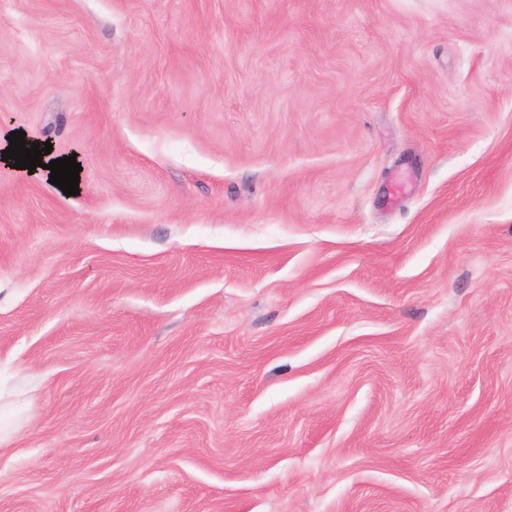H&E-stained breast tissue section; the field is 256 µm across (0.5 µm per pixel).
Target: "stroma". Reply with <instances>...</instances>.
<instances>
[{"label": "stroma", "instance_id": "obj_1", "mask_svg": "<svg viewBox=\"0 0 512 512\" xmlns=\"http://www.w3.org/2000/svg\"><path fill=\"white\" fill-rule=\"evenodd\" d=\"M0 512H512V0H0Z\"/></svg>", "mask_w": 512, "mask_h": 512}]
</instances>
